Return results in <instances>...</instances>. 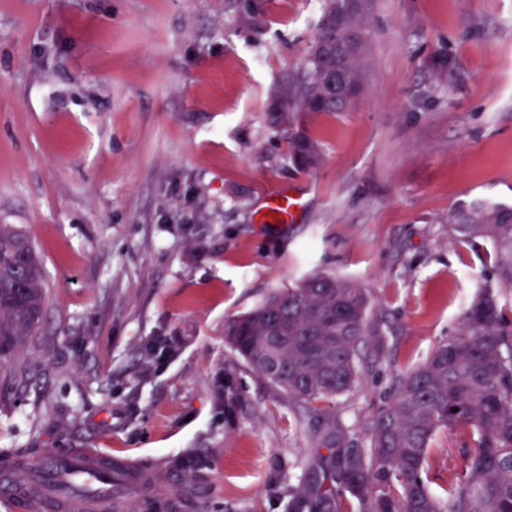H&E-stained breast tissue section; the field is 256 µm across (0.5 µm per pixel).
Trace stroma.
<instances>
[{
  "label": "stroma",
  "instance_id": "1",
  "mask_svg": "<svg viewBox=\"0 0 512 512\" xmlns=\"http://www.w3.org/2000/svg\"><path fill=\"white\" fill-rule=\"evenodd\" d=\"M0 0V224L43 260L24 375L0 366V465L47 448L148 464L190 455L205 512H290L316 414L258 378L224 323L313 273L371 300L356 381L329 404L366 438L399 375L456 336L491 242L449 212L512 207V0H374L364 89L305 118L323 159L293 167L269 105L305 61L322 0ZM293 222L265 223L271 192ZM470 437L433 443L430 487Z\"/></svg>",
  "mask_w": 512,
  "mask_h": 512
}]
</instances>
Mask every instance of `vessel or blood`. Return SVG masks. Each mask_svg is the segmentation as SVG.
Here are the masks:
<instances>
[{"label": "vessel or blood", "mask_w": 512, "mask_h": 512, "mask_svg": "<svg viewBox=\"0 0 512 512\" xmlns=\"http://www.w3.org/2000/svg\"><path fill=\"white\" fill-rule=\"evenodd\" d=\"M297 206L296 198L273 192L265 219L285 222ZM166 481V476L130 468L113 473L111 456L93 448H50L40 459L20 458L0 469V501L18 512H84L90 504L104 512L121 497L150 493Z\"/></svg>", "instance_id": "1"}]
</instances>
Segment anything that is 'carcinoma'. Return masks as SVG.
Wrapping results in <instances>:
<instances>
[{
    "label": "carcinoma",
    "mask_w": 512,
    "mask_h": 512,
    "mask_svg": "<svg viewBox=\"0 0 512 512\" xmlns=\"http://www.w3.org/2000/svg\"><path fill=\"white\" fill-rule=\"evenodd\" d=\"M372 0H326L306 63L280 84L273 129L301 170L316 168L320 145L301 125L315 112H346L363 90ZM455 240L493 244L499 287L480 289L456 336L399 377L392 403L374 417L368 442L350 436L328 410L314 436L326 450L307 463L293 512H512V207L472 201L448 215ZM45 308L42 263L20 227L0 224V364L36 335ZM369 299L357 283L315 273L277 290L224 324L225 342L271 387L303 402L349 391ZM465 427L467 469L445 494L427 481L430 448L444 430Z\"/></svg>",
    "instance_id": "cac0c4a2"
}]
</instances>
